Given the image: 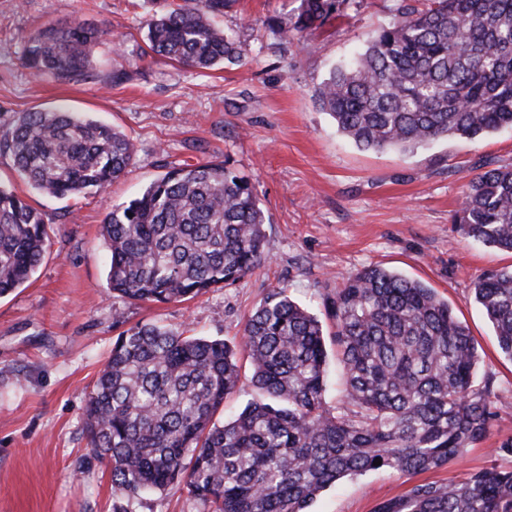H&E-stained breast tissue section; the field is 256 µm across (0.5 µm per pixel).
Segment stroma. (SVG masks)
<instances>
[{"label":"stroma","instance_id":"35a3bbf8","mask_svg":"<svg viewBox=\"0 0 512 512\" xmlns=\"http://www.w3.org/2000/svg\"><path fill=\"white\" fill-rule=\"evenodd\" d=\"M301 0H236L219 24L245 48L241 63L198 72L141 59L151 0H0V137L22 113L67 110L124 131L136 145L128 173L105 191L59 199L36 191L0 153V183L42 211L49 247L30 282L0 297V512H112L110 470L87 446L85 397L116 336L156 323L187 335L239 341L245 320L277 287L323 316L324 303L374 265L434 288L479 343L476 385L499 397L486 440L444 466L416 474L379 469L321 492L309 512H375L412 486L512 470V361L474 300L484 272L512 268V254L453 224L469 174L512 163V129L441 140L400 154L357 148L314 94L331 65L353 58L390 19L391 0H359L348 19L313 40L287 42ZM81 20L111 30L94 50L93 75L61 83L21 66L24 40L50 23ZM124 66L118 85L108 77ZM230 159L267 209L266 262L240 283L186 302L132 303L106 294L100 229L112 205L139 196L164 163ZM124 321L114 324L115 314ZM133 512H211L184 489L144 496Z\"/></svg>","mask_w":512,"mask_h":512}]
</instances>
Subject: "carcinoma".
Here are the masks:
<instances>
[{
    "instance_id": "cac0c4a2",
    "label": "carcinoma",
    "mask_w": 512,
    "mask_h": 512,
    "mask_svg": "<svg viewBox=\"0 0 512 512\" xmlns=\"http://www.w3.org/2000/svg\"><path fill=\"white\" fill-rule=\"evenodd\" d=\"M149 51L199 71L242 60L216 18L235 0H151ZM350 0H301L283 34L302 48ZM391 19L351 62L332 67L315 101L363 150L410 153L448 138L512 129V0H394ZM110 30L80 20L25 41L36 77H89ZM0 152L31 188L67 198L125 174L126 134L78 112H26ZM136 198L112 206L102 236L108 293L131 302H184L230 287L263 264L266 211L230 160L164 164ZM453 223L512 253V163L468 178ZM48 237L42 214L0 184V297L28 282ZM474 296L512 360V269L478 277ZM334 331L273 288L239 343L185 336L158 324L116 337L86 397L88 447L111 469L113 512L151 492L185 488L213 512H307L337 481L385 468H439L485 439L495 401L474 385L477 341L436 291L381 267L349 276L326 299ZM343 382L327 407L328 349ZM248 364L260 398L231 420L214 415ZM381 465L374 466V462ZM376 512H512V470L414 485Z\"/></svg>"
}]
</instances>
